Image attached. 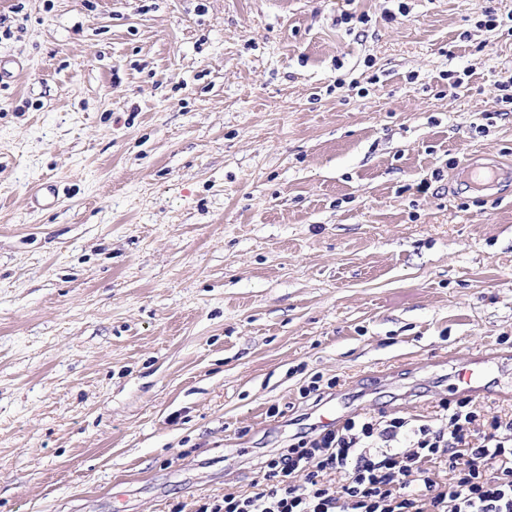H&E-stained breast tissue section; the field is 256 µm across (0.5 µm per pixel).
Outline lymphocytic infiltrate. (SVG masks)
Here are the masks:
<instances>
[{"mask_svg":"<svg viewBox=\"0 0 512 512\" xmlns=\"http://www.w3.org/2000/svg\"><path fill=\"white\" fill-rule=\"evenodd\" d=\"M436 419L411 430L401 417L349 418L297 436L264 462L258 492L198 512H512V418L482 422L468 399ZM376 434L384 447L367 449ZM401 436L407 448L390 449Z\"/></svg>","mask_w":512,"mask_h":512,"instance_id":"obj_1","label":"lymphocytic infiltrate"}]
</instances>
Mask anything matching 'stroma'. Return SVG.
<instances>
[{"label": "stroma", "mask_w": 512, "mask_h": 512, "mask_svg": "<svg viewBox=\"0 0 512 512\" xmlns=\"http://www.w3.org/2000/svg\"><path fill=\"white\" fill-rule=\"evenodd\" d=\"M1 61L0 512H197L482 356L512 415V0H0Z\"/></svg>", "instance_id": "obj_1"}]
</instances>
